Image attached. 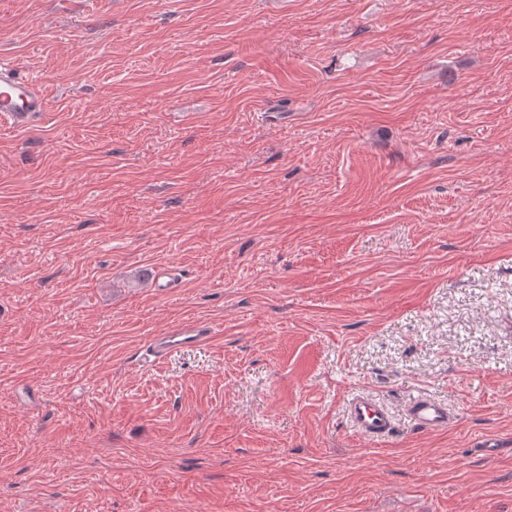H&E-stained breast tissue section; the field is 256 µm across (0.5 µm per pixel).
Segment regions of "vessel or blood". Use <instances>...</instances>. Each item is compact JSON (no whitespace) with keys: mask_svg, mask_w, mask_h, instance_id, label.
<instances>
[{"mask_svg":"<svg viewBox=\"0 0 512 512\" xmlns=\"http://www.w3.org/2000/svg\"><path fill=\"white\" fill-rule=\"evenodd\" d=\"M48 107V98L42 86L25 76L15 64L0 61V116L14 128H26L37 122ZM210 327L202 322L186 321L164 336L157 338L152 350L166 353L187 344L206 341ZM347 415L356 432L368 440L389 436L393 421L388 409L372 397L356 394L347 401ZM407 415L414 427L426 431L447 429L452 416L447 406L427 396L413 398Z\"/></svg>","mask_w":512,"mask_h":512,"instance_id":"b4317fda","label":"vessel or blood"}]
</instances>
